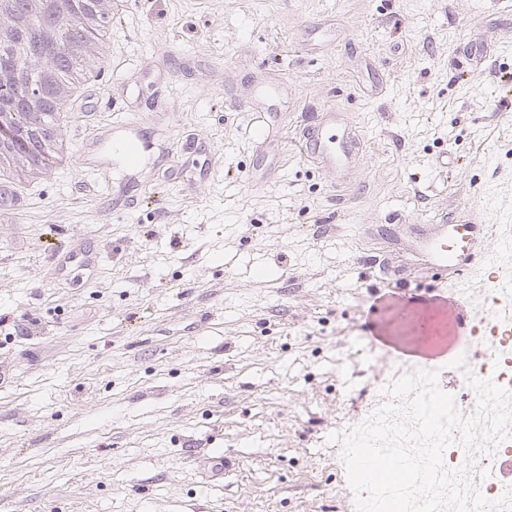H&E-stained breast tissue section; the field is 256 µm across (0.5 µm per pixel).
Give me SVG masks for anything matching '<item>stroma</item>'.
<instances>
[{
	"instance_id": "obj_1",
	"label": "stroma",
	"mask_w": 512,
	"mask_h": 512,
	"mask_svg": "<svg viewBox=\"0 0 512 512\" xmlns=\"http://www.w3.org/2000/svg\"><path fill=\"white\" fill-rule=\"evenodd\" d=\"M110 27L112 106L68 101L72 144L162 102L217 163L120 211L64 169L0 221V512H354L330 433L417 368L461 391L439 356L396 355L422 316L447 330V286L395 284L365 230L512 205V0H140ZM277 82L275 112L234 110ZM327 106L358 130L351 186L298 153ZM210 448L223 480L197 468Z\"/></svg>"
}]
</instances>
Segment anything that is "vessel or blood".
I'll return each instance as SVG.
<instances>
[{
    "mask_svg": "<svg viewBox=\"0 0 512 512\" xmlns=\"http://www.w3.org/2000/svg\"><path fill=\"white\" fill-rule=\"evenodd\" d=\"M302 156L323 169L345 175L361 163L360 141L350 115L324 109L299 136ZM154 151L152 141L143 139L136 121L99 127L81 144L78 164L93 178V189L110 190L111 166H119L130 177L140 176ZM409 242H402L396 225L381 224L379 237L396 253H407L421 265L456 287L448 300V335L440 342L439 354L457 357L460 347L473 334L474 318L458 289L465 274L482 266L490 271L488 286L503 302L501 319L512 322V226H496L476 216L444 218L436 224H411Z\"/></svg>",
    "mask_w": 512,
    "mask_h": 512,
    "instance_id": "1",
    "label": "vessel or blood"
}]
</instances>
